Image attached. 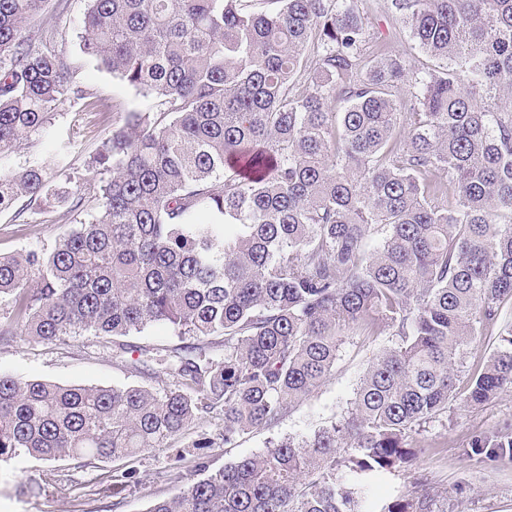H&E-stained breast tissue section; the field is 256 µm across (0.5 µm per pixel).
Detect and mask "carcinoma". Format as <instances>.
<instances>
[{
  "instance_id": "cac0c4a2",
  "label": "carcinoma",
  "mask_w": 512,
  "mask_h": 512,
  "mask_svg": "<svg viewBox=\"0 0 512 512\" xmlns=\"http://www.w3.org/2000/svg\"><path fill=\"white\" fill-rule=\"evenodd\" d=\"M44 3L0 0L1 150L39 140L64 100L91 98L54 30L33 24ZM389 8L432 64L377 40L355 0H88L82 51L152 106L113 112L88 164L91 221L47 255L0 256L12 304L0 344L161 323L222 336L224 352L161 356L174 383L160 391L0 374V461L80 468L212 420L217 439L196 447L232 446L325 385L349 337L385 331L340 419L213 473L199 454L206 477L150 512H364L336 471L417 461L415 435L448 411L476 337L512 304V0ZM53 202L77 212L86 193L62 168L0 172V211ZM465 388L471 405L512 390V323ZM472 450L512 456V424ZM110 478L143 483L133 467ZM381 512L445 509L421 474Z\"/></svg>"
}]
</instances>
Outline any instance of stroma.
<instances>
[{"instance_id":"1","label":"stroma","mask_w":512,"mask_h":512,"mask_svg":"<svg viewBox=\"0 0 512 512\" xmlns=\"http://www.w3.org/2000/svg\"><path fill=\"white\" fill-rule=\"evenodd\" d=\"M375 36L386 39L393 51L418 56L419 51L408 28L391 12L388 0H358ZM87 0H47L38 22L56 29L57 47L73 67V79L89 87L93 103L66 100L37 144L0 153V169L18 171L31 165L68 169L71 175L94 180L87 168L101 139L112 131L113 110L144 111L149 100L104 69L81 50L82 19ZM97 212L96 202H88L77 212L51 205L42 214L17 216L15 210L0 212V254L8 256L29 250L52 251L58 237L76 224L90 221ZM146 367L131 371L112 356L111 347L99 338L82 336L67 345H43L17 338L0 346V374L37 379L62 385L121 386L139 385L159 389L171 382L158 368L156 359L169 350L191 346L207 354L221 352L220 339L180 336L163 325L124 337ZM388 336H355L343 346L329 382L310 396L296 402L280 422L238 437L235 446L210 449V468L218 470L241 458L261 453L269 442L312 434L340 417L359 379L373 356L388 346ZM512 421V392L483 406L469 405L464 396L450 403L447 413L431 422L419 438L423 452L414 470L364 477L369 487L372 512L412 489L415 473H422L435 490L448 498V512H512V458L493 462L467 456L470 442L504 421ZM216 424H195L169 447L132 459L143 477L133 491H114L109 476L114 462L72 470L75 481L85 483L90 493L83 500L82 512H149L159 500L171 497L175 489L168 481L171 467H181L195 477L197 440L215 437ZM46 462L30 457L0 462V512H73L71 500L58 485L49 481ZM41 483L40 496L24 494V486Z\"/></svg>"}]
</instances>
